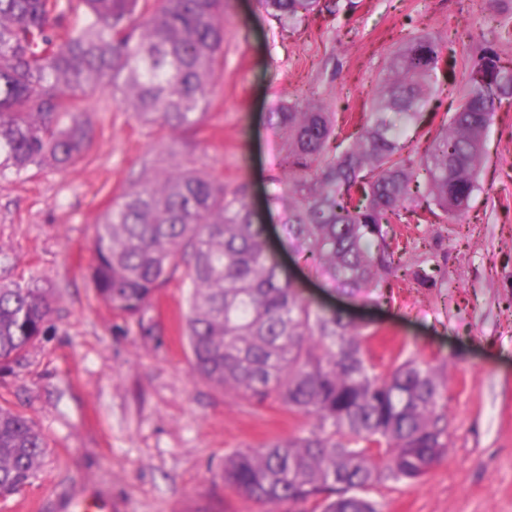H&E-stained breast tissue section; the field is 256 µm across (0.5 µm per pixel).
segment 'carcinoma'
Masks as SVG:
<instances>
[{"label": "carcinoma", "mask_w": 512, "mask_h": 512, "mask_svg": "<svg viewBox=\"0 0 512 512\" xmlns=\"http://www.w3.org/2000/svg\"><path fill=\"white\" fill-rule=\"evenodd\" d=\"M260 4L294 28L320 0ZM225 14L226 0H0V174L67 166L88 151L82 101L99 87L142 119L197 127L224 68ZM449 43L410 35L367 112L339 114L302 95L273 113L288 150L271 197H288L298 259L351 294L390 301L401 279L427 284L431 259L401 264L409 225L461 223L478 189L495 105L512 100V65L497 51L471 63L458 108L423 150L408 136ZM92 250L97 299L130 318L184 268L193 371L242 399L312 419L224 460V483L245 499L381 512L362 492L413 485L447 455L438 373L414 359L375 373L361 327L313 308L281 277L243 190L190 171L146 179L94 225ZM50 312L43 289L0 284V367L44 335ZM45 448L32 422L0 406V499L29 483Z\"/></svg>", "instance_id": "obj_1"}]
</instances>
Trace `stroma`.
<instances>
[{
    "instance_id": "obj_1",
    "label": "stroma",
    "mask_w": 512,
    "mask_h": 512,
    "mask_svg": "<svg viewBox=\"0 0 512 512\" xmlns=\"http://www.w3.org/2000/svg\"><path fill=\"white\" fill-rule=\"evenodd\" d=\"M297 30L258 0H228L224 69L189 133L140 121L111 89L84 102L89 151L64 168L0 176V282L45 288V336L0 370V404L47 442L8 512H73L82 498L111 512H264L221 477L225 458L307 427L280 406L246 401L200 378L181 335L190 285L175 272L141 317L100 303L89 271L93 226L131 185L180 168L245 191L256 223L302 295L354 318L367 358L385 373L408 359L441 377L448 454L412 486L369 490L382 512H512V104L496 105L479 188L463 224L410 228L440 270L436 286L400 282L395 301L364 303L298 260L285 201H266L282 139L271 115L311 88L336 111H362L408 30L453 35L456 84L440 69L430 111L454 112L469 63L494 49L512 61V0H323Z\"/></svg>"
}]
</instances>
